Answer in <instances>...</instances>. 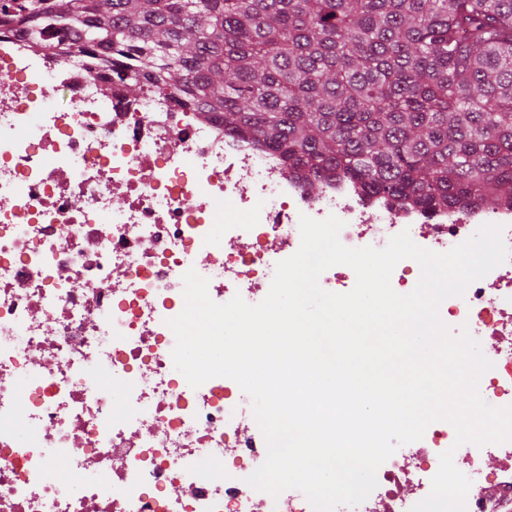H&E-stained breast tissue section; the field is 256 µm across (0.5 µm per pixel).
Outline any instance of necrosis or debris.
<instances>
[{
	"mask_svg": "<svg viewBox=\"0 0 512 512\" xmlns=\"http://www.w3.org/2000/svg\"><path fill=\"white\" fill-rule=\"evenodd\" d=\"M0 68L12 75L0 85V512H312L299 490L275 499L246 484L267 448L235 381L193 389L174 377L166 321L184 307L183 275L206 256L215 303H255L298 250L303 214L342 220L351 248L406 231L445 252L485 223L512 248L510 204L429 218L344 182L313 194L278 154L226 137L216 115L160 91L129 98L82 57L13 32ZM116 186L125 202L112 210ZM440 316L504 339L479 390L512 404V259ZM455 437L432 423L379 467L364 502L336 512H409ZM454 464L470 475L473 512L485 493L512 491L511 456L493 468L473 448Z\"/></svg>",
	"mask_w": 512,
	"mask_h": 512,
	"instance_id": "necrosis-or-debris-1",
	"label": "necrosis or debris"
}]
</instances>
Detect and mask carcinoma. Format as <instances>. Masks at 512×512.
Instances as JSON below:
<instances>
[{
  "mask_svg": "<svg viewBox=\"0 0 512 512\" xmlns=\"http://www.w3.org/2000/svg\"><path fill=\"white\" fill-rule=\"evenodd\" d=\"M221 117L311 192L392 209L512 204V0H0V35Z\"/></svg>",
  "mask_w": 512,
  "mask_h": 512,
  "instance_id": "1",
  "label": "carcinoma"
}]
</instances>
